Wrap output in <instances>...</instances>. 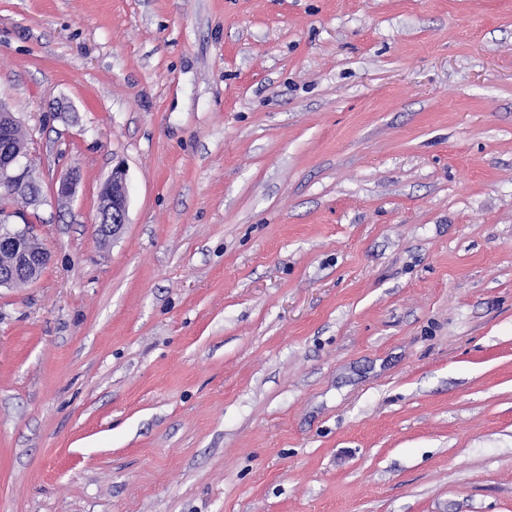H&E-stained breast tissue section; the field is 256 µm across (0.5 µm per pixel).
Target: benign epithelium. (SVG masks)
Returning a JSON list of instances; mask_svg holds the SVG:
<instances>
[{
  "mask_svg": "<svg viewBox=\"0 0 512 512\" xmlns=\"http://www.w3.org/2000/svg\"><path fill=\"white\" fill-rule=\"evenodd\" d=\"M18 127L13 113L0 103V193L4 195L30 189L32 160L24 147L14 143ZM77 185L78 174L72 169L56 179L54 193L59 199H70ZM127 213L125 170L119 163L112 168L108 186L98 202L96 224L101 238L117 236L127 222ZM49 260V254L36 243L30 225H11L0 210V288L15 285L21 277L29 282L36 280Z\"/></svg>",
  "mask_w": 512,
  "mask_h": 512,
  "instance_id": "benign-epithelium-1",
  "label": "benign epithelium"
}]
</instances>
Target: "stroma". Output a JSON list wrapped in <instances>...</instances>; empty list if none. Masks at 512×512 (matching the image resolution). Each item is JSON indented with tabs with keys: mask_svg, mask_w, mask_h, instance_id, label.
Listing matches in <instances>:
<instances>
[{
	"mask_svg": "<svg viewBox=\"0 0 512 512\" xmlns=\"http://www.w3.org/2000/svg\"><path fill=\"white\" fill-rule=\"evenodd\" d=\"M0 102V512H512V0H0ZM19 122L0 102V201L14 199V194L27 193L32 160L25 147L14 143ZM8 196H4V195ZM107 184L99 198L96 221L99 235L104 240L117 236L127 222L128 196L121 163L112 168ZM0 288L16 284L19 277L36 280L49 263V254L34 239L29 224L9 225L0 210Z\"/></svg>",
	"mask_w": 512,
	"mask_h": 512,
	"instance_id": "1",
	"label": "stroma"
}]
</instances>
